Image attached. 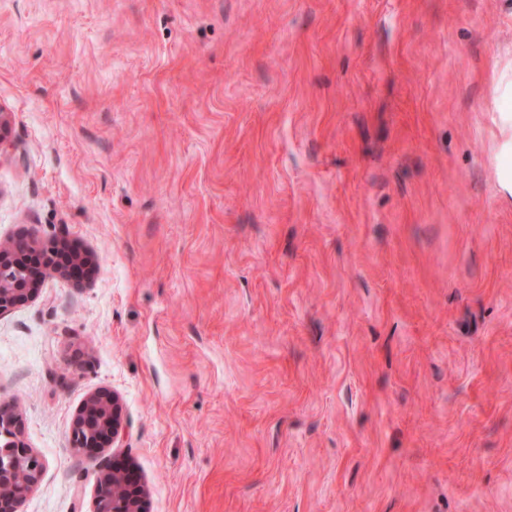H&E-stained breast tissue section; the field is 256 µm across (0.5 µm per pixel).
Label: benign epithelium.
Wrapping results in <instances>:
<instances>
[{
  "label": "benign epithelium",
  "mask_w": 512,
  "mask_h": 512,
  "mask_svg": "<svg viewBox=\"0 0 512 512\" xmlns=\"http://www.w3.org/2000/svg\"><path fill=\"white\" fill-rule=\"evenodd\" d=\"M38 247L34 237L22 236L0 245V315L37 296L46 277L65 272L47 266L35 273L13 255ZM119 396L100 390L87 397L70 428V448L97 463L99 470L93 512H143L144 490L118 462L99 461L104 449L119 443L123 433ZM44 462L24 436L22 418L0 408V512H21L26 496L38 485Z\"/></svg>",
  "instance_id": "7a95c632"
}]
</instances>
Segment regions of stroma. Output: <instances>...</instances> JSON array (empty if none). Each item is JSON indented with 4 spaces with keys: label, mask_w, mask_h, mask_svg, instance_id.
<instances>
[{
    "label": "stroma",
    "mask_w": 512,
    "mask_h": 512,
    "mask_svg": "<svg viewBox=\"0 0 512 512\" xmlns=\"http://www.w3.org/2000/svg\"><path fill=\"white\" fill-rule=\"evenodd\" d=\"M23 512H512V0H0ZM21 243L23 249L18 248ZM38 241L35 237L22 236L0 245V315L11 311L17 306L37 296L47 276L64 273L59 266H47L38 273L32 272L18 264L13 255L36 249ZM122 404L119 396L100 390L87 397L78 409L70 428V448L96 462L105 448L119 443L123 433ZM99 470L92 512H143L144 490L127 468L112 460L97 463Z\"/></svg>",
    "instance_id": "1"
}]
</instances>
